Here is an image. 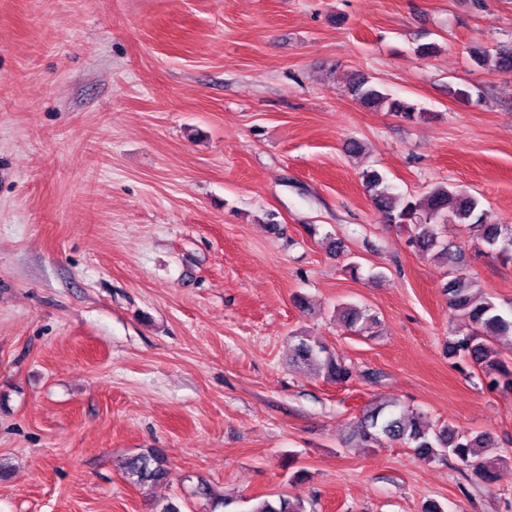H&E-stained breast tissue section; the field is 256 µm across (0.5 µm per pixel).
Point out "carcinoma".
I'll return each instance as SVG.
<instances>
[{"label":"carcinoma","mask_w":512,"mask_h":512,"mask_svg":"<svg viewBox=\"0 0 512 512\" xmlns=\"http://www.w3.org/2000/svg\"><path fill=\"white\" fill-rule=\"evenodd\" d=\"M347 86L355 100L366 108L394 112L410 121L424 117L416 104L381 92L360 73L350 74ZM362 180L387 223L408 227L412 246L423 254L432 253L447 260L451 266L453 276L446 284L448 302L451 309L471 323L472 329L466 336L448 343V353L478 366L487 377L490 389L512 392V363L502 359L492 345L500 337L512 338V305L504 307L486 296L464 268L463 248L440 239L438 232L439 223L454 220L467 226L471 236L494 253L495 258L511 261L512 225L486 223L477 198L446 185L433 187L421 198H404L393 194L376 171L364 172ZM339 320L345 329L361 332L367 324L375 322V317L364 310L342 306ZM293 353L295 361L315 367L332 383H348L354 377L352 367L342 357L305 336L297 337ZM357 434L367 447L380 446L386 441L406 444L424 462L451 456L474 479L485 484L492 483L496 477L499 459L481 451L491 443L488 434L469 436L448 425L432 428L423 421L422 414L410 415L394 404L375 405L358 423ZM121 465L127 480L135 485L159 483L168 476L166 457L158 449L127 457ZM250 512H307V509L302 500L282 494L274 501L258 500Z\"/></svg>","instance_id":"obj_1"}]
</instances>
